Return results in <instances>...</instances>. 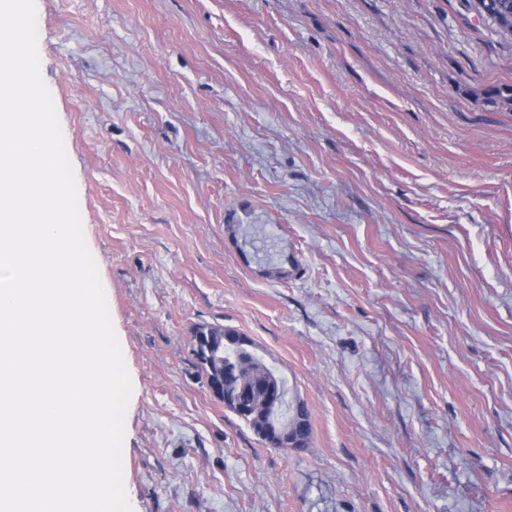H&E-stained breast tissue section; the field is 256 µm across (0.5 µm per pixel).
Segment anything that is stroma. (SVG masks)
I'll return each mask as SVG.
<instances>
[{
    "label": "stroma",
    "mask_w": 512,
    "mask_h": 512,
    "mask_svg": "<svg viewBox=\"0 0 512 512\" xmlns=\"http://www.w3.org/2000/svg\"><path fill=\"white\" fill-rule=\"evenodd\" d=\"M132 382L133 512H512V40L467 0H36ZM304 402L266 446L192 349ZM237 335H239V333L231 328H224L221 326L198 327L194 335V341L196 344L194 352L202 369L207 373L208 377L218 378L220 375L222 376V379H224L223 387L229 388L231 393L234 392L236 394L238 407L245 408L247 410V414L243 415L236 413L234 404H224L225 407L242 419L259 437L258 426L263 412L258 404L259 395L246 389L255 381L260 379L259 364L251 363L247 357L242 358L238 364L237 373L234 376L224 378V368L222 370L218 368L214 364L213 360L208 357L205 349V346L210 342L215 344L223 342L224 362L227 363L236 356L238 351L236 341L227 336ZM224 336L228 338V341H224Z\"/></svg>",
    "instance_id": "35a3bbf8"
}]
</instances>
